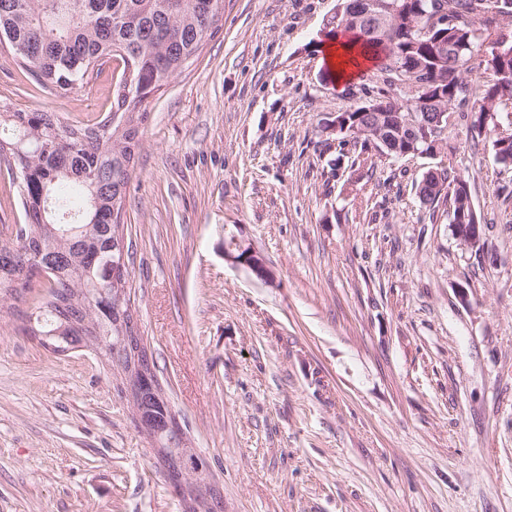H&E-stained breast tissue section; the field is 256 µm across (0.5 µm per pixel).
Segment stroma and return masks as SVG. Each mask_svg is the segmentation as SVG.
Segmentation results:
<instances>
[{
	"label": "stroma",
	"mask_w": 512,
	"mask_h": 512,
	"mask_svg": "<svg viewBox=\"0 0 512 512\" xmlns=\"http://www.w3.org/2000/svg\"><path fill=\"white\" fill-rule=\"evenodd\" d=\"M336 6L224 0L218 34L143 102L127 296L224 512H512V170L451 132L476 249L415 195L434 159L347 184L319 124L376 82L323 78ZM121 72L57 97L0 45V102L101 118ZM232 237L270 281L225 259ZM36 297L0 303V512H184L100 358L25 334Z\"/></svg>",
	"instance_id": "35a3bbf8"
}]
</instances>
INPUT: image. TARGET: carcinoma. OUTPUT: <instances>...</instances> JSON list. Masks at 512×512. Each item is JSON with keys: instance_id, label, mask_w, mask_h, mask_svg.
<instances>
[{"instance_id": "cac0c4a2", "label": "carcinoma", "mask_w": 512, "mask_h": 512, "mask_svg": "<svg viewBox=\"0 0 512 512\" xmlns=\"http://www.w3.org/2000/svg\"><path fill=\"white\" fill-rule=\"evenodd\" d=\"M340 0L339 29L369 48L380 86L347 110L350 125L375 132L410 112H450L467 119L471 145L490 139L496 164H512V0H400L396 14L357 16ZM224 0H0V39L50 93L66 97L123 62L112 110L97 121L64 123L41 109L0 108V160L20 175L25 215L21 233L0 234V301L39 287L25 330L52 352L92 347L129 368L125 338L136 323L108 300L126 288L128 271L113 279L115 243L124 238L130 173L147 113L127 95V83L151 96L168 85L218 30ZM499 54H494L495 47ZM482 75L475 81L472 75ZM352 132L326 134L325 146L350 156L360 180L383 161L368 137L348 146ZM83 194L77 204L65 187ZM416 195L430 223L480 224L466 181L453 166L422 177ZM46 269L47 279H35Z\"/></svg>"}]
</instances>
